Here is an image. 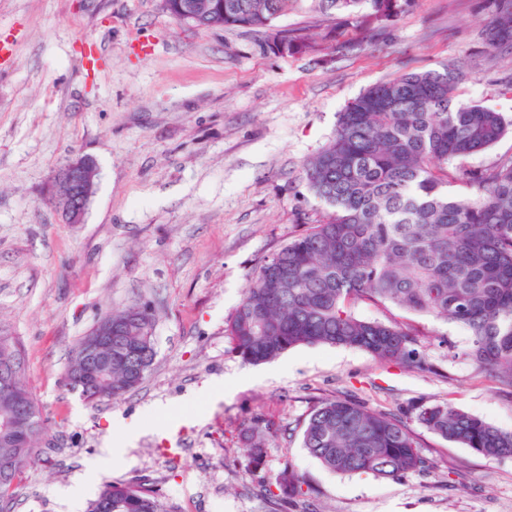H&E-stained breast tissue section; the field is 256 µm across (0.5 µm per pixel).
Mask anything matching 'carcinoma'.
Listing matches in <instances>:
<instances>
[{
    "mask_svg": "<svg viewBox=\"0 0 512 512\" xmlns=\"http://www.w3.org/2000/svg\"><path fill=\"white\" fill-rule=\"evenodd\" d=\"M301 0H163L179 19L195 4L192 24L265 34L267 51L288 56L318 45L288 35L276 21ZM409 0H318L345 20L369 5L381 21ZM487 42L512 43V3L496 0ZM460 73L447 67L402 73L379 82L340 113L327 145L304 168L309 191L329 211L264 261L224 327L233 350L249 364L271 362L302 344L365 351L379 363L428 373L414 348L416 326L396 315L367 321L355 314L371 304L406 314L433 315L468 333L466 355L501 388L512 389V160L470 172L464 160L496 144L512 121L481 104L457 99ZM465 178V198L448 195V181ZM112 322L136 323L112 337V370L105 399L141 381L131 370L155 357L152 314L141 307L112 312ZM415 421L426 430L489 458H512V431L434 403ZM273 426L263 419L242 440L253 468ZM301 448L339 476L398 479L427 469L409 423L349 397L323 398L300 429ZM38 438L23 448L0 435V512H10L15 481ZM263 491L278 512L298 508L311 488L291 465L266 480ZM87 512H179L152 489L106 481Z\"/></svg>",
    "mask_w": 512,
    "mask_h": 512,
    "instance_id": "carcinoma-1",
    "label": "carcinoma"
}]
</instances>
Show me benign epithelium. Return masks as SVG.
Wrapping results in <instances>:
<instances>
[{"label": "benign epithelium", "instance_id": "benign-epithelium-1", "mask_svg": "<svg viewBox=\"0 0 512 512\" xmlns=\"http://www.w3.org/2000/svg\"><path fill=\"white\" fill-rule=\"evenodd\" d=\"M97 167L86 157H80L66 164L57 175V182L63 186L61 196L55 198L56 209L66 224L82 223L97 181ZM117 325L112 317L100 319L84 337L77 350L75 370H67L66 381L74 384L81 393L91 399L101 396L98 382L101 376L112 368V356L103 351L112 348V333ZM0 397L13 405L10 419L4 428L23 440L30 429V391L21 389L9 378L0 382Z\"/></svg>", "mask_w": 512, "mask_h": 512}]
</instances>
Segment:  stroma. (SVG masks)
I'll return each instance as SVG.
<instances>
[{"label": "stroma", "instance_id": "stroma-1", "mask_svg": "<svg viewBox=\"0 0 512 512\" xmlns=\"http://www.w3.org/2000/svg\"><path fill=\"white\" fill-rule=\"evenodd\" d=\"M489 6L413 0L370 29L302 0L280 27L318 43L335 33L336 47L281 57L263 35L177 22L162 0H0V42L14 48L0 65V336L20 345L49 429L12 512H85L106 479L148 480L180 512H273L258 483L288 462L318 488L309 512H512V458L418 426L429 470L339 476L295 434L319 399L342 395L409 421L445 402L512 431V392L475 370L463 327L416 317L428 373L331 345L251 365L224 333L264 260L322 219L304 165L364 89L457 67L459 100L512 120V48L488 47ZM84 156L96 188L83 222L65 224L55 175ZM134 305L153 315V366L123 397L88 402L63 383L70 357ZM217 381L223 395L192 400ZM259 418L277 435L254 470L241 435ZM116 422L144 426L119 462Z\"/></svg>", "mask_w": 512, "mask_h": 512}]
</instances>
